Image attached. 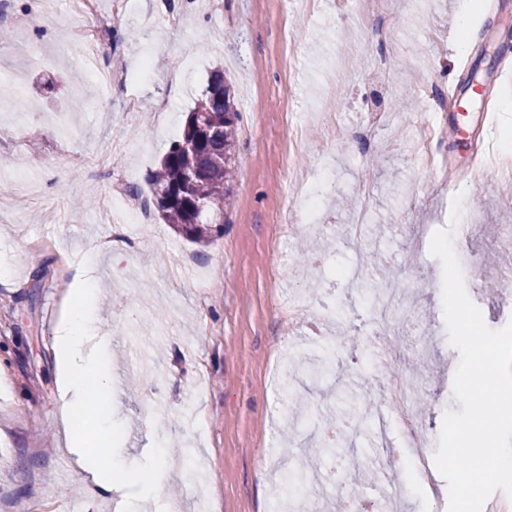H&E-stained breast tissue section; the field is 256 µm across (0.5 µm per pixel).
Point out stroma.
Returning <instances> with one entry per match:
<instances>
[{
  "instance_id": "35a3bbf8",
  "label": "stroma",
  "mask_w": 512,
  "mask_h": 512,
  "mask_svg": "<svg viewBox=\"0 0 512 512\" xmlns=\"http://www.w3.org/2000/svg\"><path fill=\"white\" fill-rule=\"evenodd\" d=\"M33 0H0V84L18 94L0 110V512H127L128 486L104 493L77 469L61 428L52 338L72 286L91 266L93 334L104 350L117 429L116 464L161 490L179 512H286L287 477L303 469L323 512L372 503L382 474L376 417L391 415L385 374L423 371L426 430L438 439L453 392L458 350L442 306V263L432 232L467 198L468 235L455 253L484 260L471 300L489 328L512 320V297L493 283L512 268V195L489 155L512 139V0H136L111 45L85 60L82 18L67 0L33 15ZM32 14L30 26L7 16ZM466 27H459V20ZM149 76L129 87L90 78L94 68ZM241 114L230 218L220 238L189 242L154 207L131 213L122 192L148 178L178 140L215 70ZM482 76L472 115L489 134L458 150L418 141L437 126L435 100H452L472 70ZM367 127L370 140L353 131ZM319 192L310 211L308 195ZM388 225L383 253L403 301L391 315L397 352L385 371L361 346L375 324L353 277L358 242ZM193 270L181 272L180 256ZM432 340L429 364L409 360L406 311ZM378 404L377 415L322 456L321 423L338 401ZM164 468H154L160 449ZM397 479L402 512H446L448 488L420 490L409 462Z\"/></svg>"
}]
</instances>
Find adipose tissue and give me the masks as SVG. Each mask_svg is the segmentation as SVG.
Returning a JSON list of instances; mask_svg holds the SVG:
<instances>
[{"instance_id":"adipose-tissue-1","label":"adipose tissue","mask_w":512,"mask_h":512,"mask_svg":"<svg viewBox=\"0 0 512 512\" xmlns=\"http://www.w3.org/2000/svg\"><path fill=\"white\" fill-rule=\"evenodd\" d=\"M68 315L52 338L57 354L58 390L64 400L62 423L77 467L103 490L135 481L133 472L112 462V421L101 401L108 374L102 353L90 346L96 315V290L85 264L73 269Z\"/></svg>"}]
</instances>
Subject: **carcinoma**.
<instances>
[{
  "instance_id": "carcinoma-1",
  "label": "carcinoma",
  "mask_w": 512,
  "mask_h": 512,
  "mask_svg": "<svg viewBox=\"0 0 512 512\" xmlns=\"http://www.w3.org/2000/svg\"><path fill=\"white\" fill-rule=\"evenodd\" d=\"M197 115L205 117L208 132L188 153L184 143L194 136L192 118ZM239 119L224 74L214 73L206 94L188 113L181 138L172 143L148 179L151 200L162 218L191 242L208 244L221 234V205L234 177Z\"/></svg>"
}]
</instances>
